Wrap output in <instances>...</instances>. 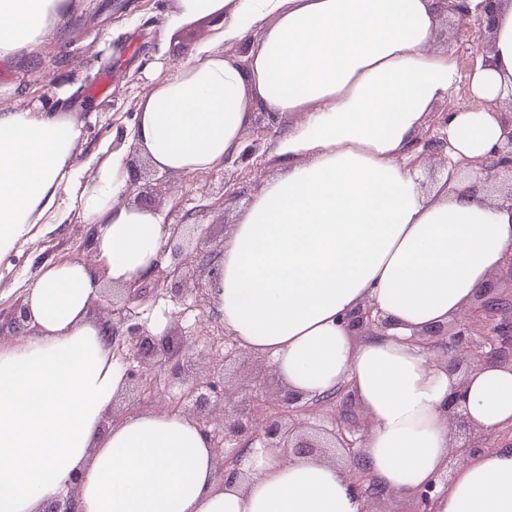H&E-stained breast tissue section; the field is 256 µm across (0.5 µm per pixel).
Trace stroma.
Returning a JSON list of instances; mask_svg holds the SVG:
<instances>
[{
	"label": "stroma",
	"mask_w": 512,
	"mask_h": 512,
	"mask_svg": "<svg viewBox=\"0 0 512 512\" xmlns=\"http://www.w3.org/2000/svg\"><path fill=\"white\" fill-rule=\"evenodd\" d=\"M172 0H67L55 35L18 51L0 64V108L16 105H68L83 124L72 169L80 185L90 184L98 161L112 145V135L125 132L136 121L137 103L147 89L148 76L158 57L173 61L189 57L199 43L213 38L215 23L202 20L177 23L171 19ZM478 19L465 26L441 21L434 51L452 50L461 72L474 66L479 35ZM288 126L286 117L253 114L244 140L259 139L260 150L251 166L226 165L222 177L204 171L191 175L142 170L130 197L163 213L166 223H177L182 210H195V223L205 225L213 242L226 238L253 197L276 177L271 146ZM223 187V210L209 209V192ZM88 230L69 215L54 224L35 225L27 238L0 259V309L23 299L24 288L42 266L84 258ZM153 331L180 323L190 334L199 331L202 311L191 304L164 298L143 313ZM176 390L166 374L156 375L143 393L120 392L113 405L115 419L151 410H163Z\"/></svg>",
	"instance_id": "stroma-1"
}]
</instances>
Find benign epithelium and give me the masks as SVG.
<instances>
[{"label":"benign epithelium","instance_id":"obj_1","mask_svg":"<svg viewBox=\"0 0 512 512\" xmlns=\"http://www.w3.org/2000/svg\"><path fill=\"white\" fill-rule=\"evenodd\" d=\"M505 140L492 158L480 162L481 170L491 177L500 169L512 170V97L505 103ZM448 113H442L428 134L411 146L415 166L424 156H439L450 162L446 128ZM423 152H417L418 147ZM194 213L184 212L182 222L167 225V243L160 247L158 257L150 273L127 283L122 291V301L107 306L102 319L105 335L122 357L125 377L136 390L145 388L151 374L166 371L181 382V392L170 411L194 419L202 430L213 435V430L224 434V462L220 464V477L232 478L240 474L242 452L247 448H281L288 455L320 456V449H333L331 460L341 462L350 472V488L360 498L370 499L378 488L370 473L360 465L364 435L356 425V412L351 394L340 401L332 428L327 429L310 419V406L304 397L289 390L276 394L264 387L263 372L266 360L251 357L252 373L245 383H235L226 378V368L241 363L243 352L230 338H224V352L211 358L208 365L200 367L187 356L192 343L176 327H168L162 333H154L143 320V308L152 305L160 297H170L185 302L193 299L197 305L210 304L211 290L221 278L220 257L224 245L210 246L205 231H200L198 243L203 245L199 253L205 257L202 273L192 289L182 288L187 279L185 261L179 259L182 246L177 244L183 223ZM498 304L483 301L471 306L465 323L450 334L451 340L466 345L470 364L478 368L487 364L512 365V322L498 323L495 316ZM348 325L357 334L366 331H385L390 323L375 306L364 304L347 317ZM489 329L490 336L483 341L471 338L475 327ZM11 336L31 332L26 307L16 304L0 313V333ZM446 415L452 442L448 460L474 450L472 438L482 428L459 409L457 400L450 397ZM451 472L440 473L433 481L417 492L419 512H429V506L438 488L450 483ZM79 478L71 481L67 495L48 504L45 512H78L77 498Z\"/></svg>","mask_w":512,"mask_h":512}]
</instances>
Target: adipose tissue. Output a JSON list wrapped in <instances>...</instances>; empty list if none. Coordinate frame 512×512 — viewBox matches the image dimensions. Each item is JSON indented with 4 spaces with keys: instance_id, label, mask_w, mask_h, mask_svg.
Wrapping results in <instances>:
<instances>
[{
    "instance_id": "ef3b65f1",
    "label": "adipose tissue",
    "mask_w": 512,
    "mask_h": 512,
    "mask_svg": "<svg viewBox=\"0 0 512 512\" xmlns=\"http://www.w3.org/2000/svg\"><path fill=\"white\" fill-rule=\"evenodd\" d=\"M65 0H0V62L49 39ZM492 17L489 65L471 105L448 113L457 161L500 146L498 101L512 97V0H458ZM436 0H172L178 21L214 19L216 40L170 66L141 96L137 122L65 188L81 123L61 108L0 109V259L63 211L100 225L96 263L123 285L150 272L165 235L157 211L123 201L131 157L193 174L239 149L250 109L290 117L280 170L224 241L212 303L240 346L267 357L307 398L350 384L372 427L362 464L383 491L417 492L448 460L450 394L486 430L512 426V367L466 377L431 362L417 333L461 316L512 260V209L439 181L424 193L410 146L460 74L430 52ZM254 40L247 64L216 41ZM86 263L43 270L24 290L32 333L0 345V512H41L81 481L79 512H362L336 465L254 447L218 481L196 421L142 413L103 422L125 375L89 309ZM373 303L391 327L354 340L344 317ZM431 512H512V446L468 454Z\"/></svg>"
}]
</instances>
